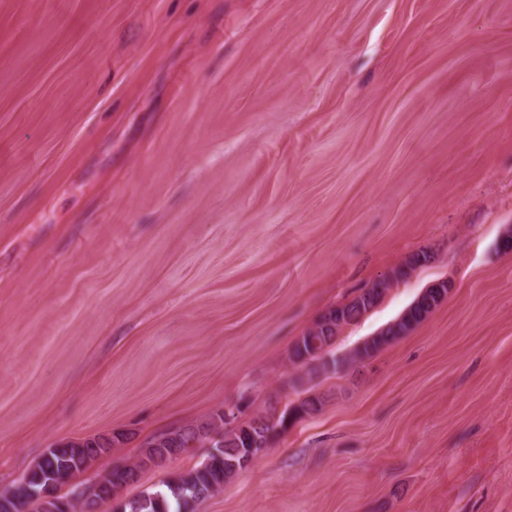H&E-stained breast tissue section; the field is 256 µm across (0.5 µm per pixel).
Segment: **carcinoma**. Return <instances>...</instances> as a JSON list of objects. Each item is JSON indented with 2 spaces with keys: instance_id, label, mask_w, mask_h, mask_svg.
Instances as JSON below:
<instances>
[{
  "instance_id": "obj_1",
  "label": "carcinoma",
  "mask_w": 512,
  "mask_h": 512,
  "mask_svg": "<svg viewBox=\"0 0 512 512\" xmlns=\"http://www.w3.org/2000/svg\"><path fill=\"white\" fill-rule=\"evenodd\" d=\"M432 255L426 251L413 254L396 266L385 279L362 289L352 300L328 309L316 324L306 330L292 344L288 358L292 365L303 370L293 379V385L302 386L322 375L337 374L351 365L371 358L379 350L406 335L424 322L448 297L452 288L450 281L425 289L405 312L376 335L365 340L353 351L341 357L331 354V347L340 331L357 322L383 299L392 284L410 275L416 268L428 263ZM304 397L293 404L292 412L300 418L312 417L323 407V399L302 391ZM287 412L272 410L258 415L250 421L230 428L225 426L224 411L213 412L200 425L171 432L169 443L162 448H149L134 463L143 471L156 466H165L173 460V454L187 447L191 439L203 443L213 431L222 432L224 447L219 454L208 455L198 466L175 472L161 482L162 489L147 493L125 504L130 512H191L193 505L224 488V484L242 470L252 459L266 448L270 435L284 425ZM127 442L123 433L100 435L83 439L80 443L66 442L51 453L53 460L40 458L20 478L12 482L19 497L25 499L28 512H40L31 500L30 491L50 485L59 492L58 498L69 500L70 512H83L88 502L80 499L78 491L85 487L82 476L94 462L109 453L115 446ZM70 487L63 494L61 489ZM127 486L124 477L117 471L101 476L92 487L98 489L96 496L102 503H110Z\"/></svg>"
}]
</instances>
